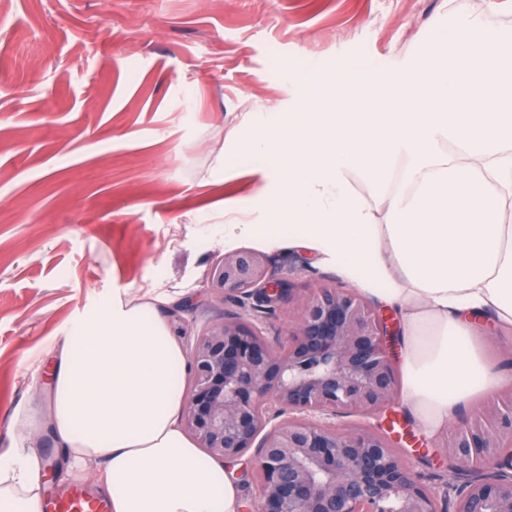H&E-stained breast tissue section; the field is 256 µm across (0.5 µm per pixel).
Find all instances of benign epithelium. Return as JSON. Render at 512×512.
I'll use <instances>...</instances> for the list:
<instances>
[{
  "instance_id": "1",
  "label": "benign epithelium",
  "mask_w": 512,
  "mask_h": 512,
  "mask_svg": "<svg viewBox=\"0 0 512 512\" xmlns=\"http://www.w3.org/2000/svg\"><path fill=\"white\" fill-rule=\"evenodd\" d=\"M309 265L300 255L281 263L266 252L231 250L207 276L242 312L210 320L197 334L181 424L197 447L226 463L256 450L248 512H512V465H492L512 454V389L449 432L447 467L456 473L479 463L481 473L464 476L447 500L378 423L400 384L392 324L373 302L334 285L311 288L297 298L298 321L276 346L249 320L245 310L273 311L292 294L276 269L292 275ZM347 415L365 422L338 429L334 419Z\"/></svg>"
}]
</instances>
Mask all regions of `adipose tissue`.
<instances>
[{"label":"adipose tissue","instance_id":"1","mask_svg":"<svg viewBox=\"0 0 512 512\" xmlns=\"http://www.w3.org/2000/svg\"><path fill=\"white\" fill-rule=\"evenodd\" d=\"M246 143L277 179L267 224L225 236L287 235L365 295L403 315L399 400L431 437L512 386L489 353L512 330V26L481 18L439 31L384 81L340 66L299 89ZM359 171L387 201L358 195ZM153 302L102 303L77 321L53 366L51 426L68 476L104 465L112 512H239L224 463L181 426L186 356ZM34 451L0 459V512H40Z\"/></svg>","mask_w":512,"mask_h":512}]
</instances>
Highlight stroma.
<instances>
[{
    "label": "stroma",
    "mask_w": 512,
    "mask_h": 512,
    "mask_svg": "<svg viewBox=\"0 0 512 512\" xmlns=\"http://www.w3.org/2000/svg\"><path fill=\"white\" fill-rule=\"evenodd\" d=\"M0 0V455L25 445L68 489L50 423L51 358L87 309L152 290L183 348L238 312L208 284L232 248L288 256L252 201L272 178L244 151L288 111L296 81L339 62L382 79L437 26L512 25V0ZM234 155L225 165V155ZM385 430L415 470L439 441L395 410Z\"/></svg>",
    "instance_id": "1"
}]
</instances>
